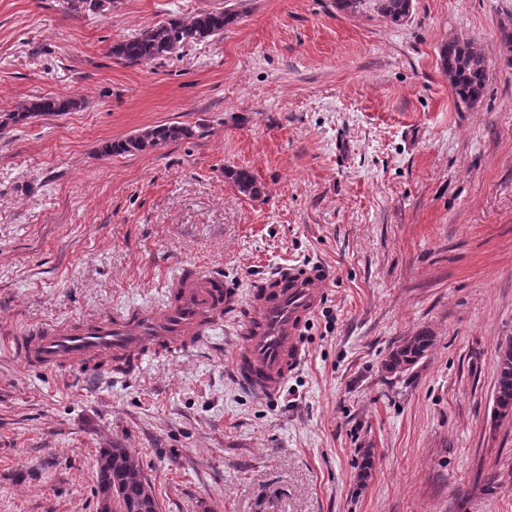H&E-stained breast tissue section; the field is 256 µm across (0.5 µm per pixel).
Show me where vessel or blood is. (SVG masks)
I'll list each match as a JSON object with an SVG mask.
<instances>
[{
  "instance_id": "vessel-or-blood-1",
  "label": "vessel or blood",
  "mask_w": 512,
  "mask_h": 512,
  "mask_svg": "<svg viewBox=\"0 0 512 512\" xmlns=\"http://www.w3.org/2000/svg\"><path fill=\"white\" fill-rule=\"evenodd\" d=\"M333 277L332 269L320 262L286 264L259 278L244 297L223 275L196 269L174 277L161 309L26 328L13 337V350L33 369L78 366L94 372L104 362L126 376L150 356H175L196 346L225 316L247 312L256 322L238 330L235 376L255 395L273 398L307 354L305 328L324 304Z\"/></svg>"
}]
</instances>
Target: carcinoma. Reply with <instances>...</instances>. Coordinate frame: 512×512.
I'll return each instance as SVG.
<instances>
[{
  "label": "carcinoma",
  "mask_w": 512,
  "mask_h": 512,
  "mask_svg": "<svg viewBox=\"0 0 512 512\" xmlns=\"http://www.w3.org/2000/svg\"><path fill=\"white\" fill-rule=\"evenodd\" d=\"M411 0H379L380 11L396 24L410 11ZM240 13L233 9L203 11L190 19L171 15L139 36L112 45V56L130 64H151L174 54L188 43L224 34V29L238 22ZM440 58L455 95L464 102L478 98L485 90L487 65L471 41H451L440 49ZM82 106L76 98L39 96L21 104L13 112L0 114V127L25 124L39 116L71 112ZM194 136L192 128L181 124L158 125L102 147L106 155L135 154L152 150ZM224 176L242 193L256 197L260 188L253 175L244 168H226ZM435 336L420 329L406 337L388 356L384 368L390 371L410 367L426 356ZM496 414L503 418L512 411V340L500 343L497 356V380L494 389ZM98 492L107 493L112 512H160L154 492L144 493L149 484L139 459L128 448H101L96 457Z\"/></svg>",
  "instance_id": "1"
}]
</instances>
